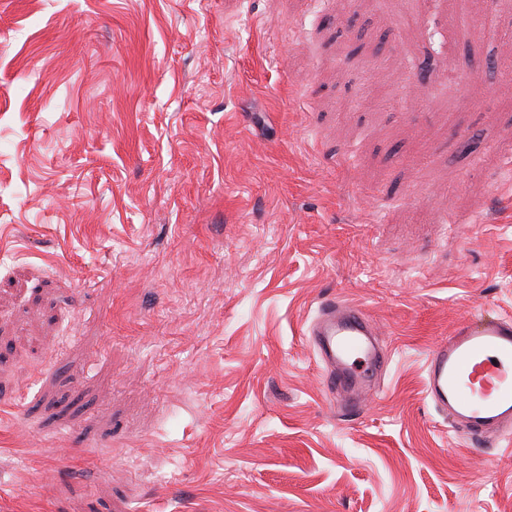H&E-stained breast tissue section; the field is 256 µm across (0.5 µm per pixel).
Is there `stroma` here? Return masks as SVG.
I'll return each instance as SVG.
<instances>
[{"instance_id":"obj_1","label":"stroma","mask_w":512,"mask_h":512,"mask_svg":"<svg viewBox=\"0 0 512 512\" xmlns=\"http://www.w3.org/2000/svg\"><path fill=\"white\" fill-rule=\"evenodd\" d=\"M503 0H0V512H512L424 357L512 317ZM391 352L333 405L303 331ZM304 336L325 367V392L347 413L362 410L374 373L389 362L388 349L364 310L335 298L324 300Z\"/></svg>"}]
</instances>
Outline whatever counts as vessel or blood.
Returning a JSON list of instances; mask_svg holds the SVG:
<instances>
[{"instance_id": "1", "label": "vessel or blood", "mask_w": 512, "mask_h": 512, "mask_svg": "<svg viewBox=\"0 0 512 512\" xmlns=\"http://www.w3.org/2000/svg\"><path fill=\"white\" fill-rule=\"evenodd\" d=\"M325 367L323 388L356 413L372 391L389 352L364 310L324 300L305 330ZM424 389L435 411L458 426L467 448L512 443V319L471 317L439 340L425 359Z\"/></svg>"}]
</instances>
